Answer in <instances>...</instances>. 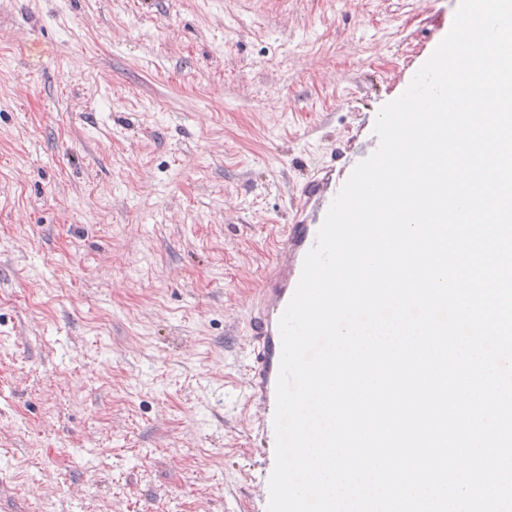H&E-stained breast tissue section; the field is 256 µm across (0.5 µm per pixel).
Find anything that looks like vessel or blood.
Here are the masks:
<instances>
[{
	"mask_svg": "<svg viewBox=\"0 0 512 512\" xmlns=\"http://www.w3.org/2000/svg\"><path fill=\"white\" fill-rule=\"evenodd\" d=\"M344 181L335 165L314 169L292 191L288 224L274 239L275 259L256 298L244 306L246 320V376L239 389L245 404L254 408L258 447L272 444L276 382L281 359L280 318L299 282L304 258L314 246L326 212Z\"/></svg>",
	"mask_w": 512,
	"mask_h": 512,
	"instance_id": "vessel-or-blood-1",
	"label": "vessel or blood"
}]
</instances>
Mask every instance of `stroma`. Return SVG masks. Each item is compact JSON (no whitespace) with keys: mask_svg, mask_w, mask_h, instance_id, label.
I'll use <instances>...</instances> for the list:
<instances>
[{"mask_svg":"<svg viewBox=\"0 0 512 512\" xmlns=\"http://www.w3.org/2000/svg\"><path fill=\"white\" fill-rule=\"evenodd\" d=\"M459 0H0V512H252L242 303Z\"/></svg>","mask_w":512,"mask_h":512,"instance_id":"stroma-1","label":"stroma"}]
</instances>
